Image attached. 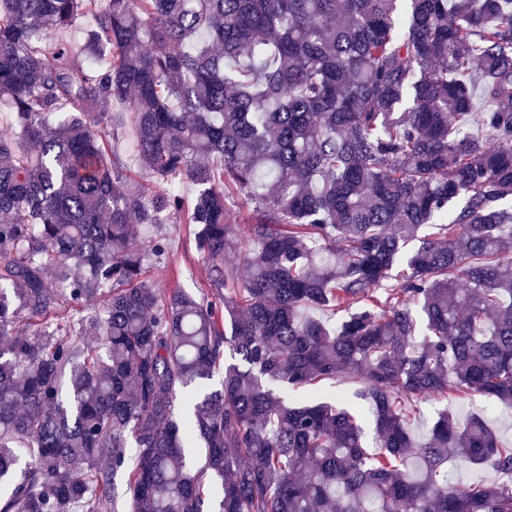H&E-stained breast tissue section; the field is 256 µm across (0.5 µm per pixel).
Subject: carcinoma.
I'll list each match as a JSON object with an SVG mask.
<instances>
[{"mask_svg":"<svg viewBox=\"0 0 512 512\" xmlns=\"http://www.w3.org/2000/svg\"><path fill=\"white\" fill-rule=\"evenodd\" d=\"M397 2L0 0V512H512L483 417L408 422L512 405V0ZM174 213L228 294L144 282ZM448 407L456 413L476 412L497 429L504 442L512 443V407L494 405L477 395H462L457 398H431L420 404L421 415L413 422L412 430L416 439H422L427 432V422L431 413L437 409ZM452 468L457 481L462 484L493 482L499 479L497 473L489 466L464 468L453 463Z\"/></svg>","mask_w":512,"mask_h":512,"instance_id":"cac0c4a2","label":"carcinoma"}]
</instances>
